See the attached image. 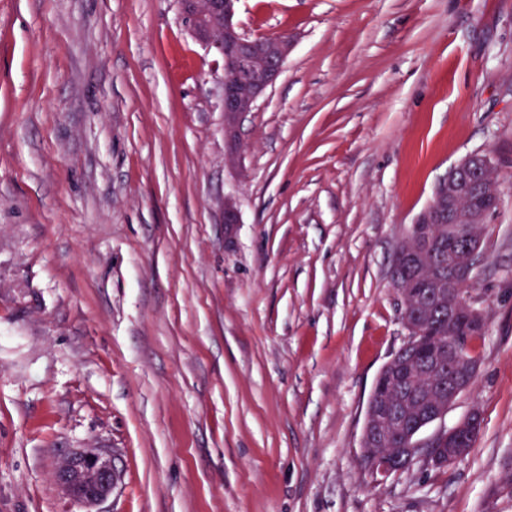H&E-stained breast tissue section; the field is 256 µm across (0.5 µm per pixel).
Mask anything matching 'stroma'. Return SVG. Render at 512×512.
Segmentation results:
<instances>
[{"label": "stroma", "mask_w": 512, "mask_h": 512, "mask_svg": "<svg viewBox=\"0 0 512 512\" xmlns=\"http://www.w3.org/2000/svg\"><path fill=\"white\" fill-rule=\"evenodd\" d=\"M288 34L224 151L220 57L177 0H0V512L117 453L102 512H512V0H240ZM501 205L468 286L469 454L376 478L368 397L408 340L391 270L449 169ZM232 200L240 221H224Z\"/></svg>", "instance_id": "35a3bbf8"}]
</instances>
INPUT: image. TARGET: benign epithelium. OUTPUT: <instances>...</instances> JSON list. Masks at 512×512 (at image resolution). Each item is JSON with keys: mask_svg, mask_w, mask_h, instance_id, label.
I'll return each mask as SVG.
<instances>
[{"mask_svg": "<svg viewBox=\"0 0 512 512\" xmlns=\"http://www.w3.org/2000/svg\"><path fill=\"white\" fill-rule=\"evenodd\" d=\"M239 0H179L181 12L193 37L210 50H215L224 60L222 82V112H224L225 152L229 158L240 150L238 124L242 115L254 109L258 99L278 77L292 46L286 35L250 38L243 34L234 21ZM459 173L473 177V185L480 195L492 205L500 204L499 184L494 176L489 156L469 154L448 170V176L437 188L434 201L427 206L425 218H417L404 240L408 248L417 243L416 225L428 224H478L486 223L491 210L474 205L468 185L457 178ZM448 254L453 260L448 265V344L428 346L424 342L426 327L431 314L430 293L415 291L406 301L408 310L404 325L409 332L413 352L402 359L395 354L387 362L395 374L407 380L428 359L434 357L448 364L451 371L448 382V399L421 402L420 412L430 422L442 419L458 396L474 383L477 370L471 379L463 381L465 369L459 356L462 337L454 335L452 325L465 316L469 326L481 334L485 330L482 314L461 299L462 287L470 283L476 267L480 246L475 232L459 237H448ZM481 418L470 413L454 427L441 431L423 448L417 439L410 446L397 447L385 426L376 431L374 448H365L362 462L373 474L387 477L400 470V465L414 464L424 458L435 468H448L461 460L467 452L464 442L480 430ZM55 480L60 489L72 500L85 507V512H97L117 488L121 471L114 461V452L107 448H89L69 456L57 469Z\"/></svg>", "mask_w": 512, "mask_h": 512, "instance_id": "7a95c632", "label": "benign epithelium"}]
</instances>
